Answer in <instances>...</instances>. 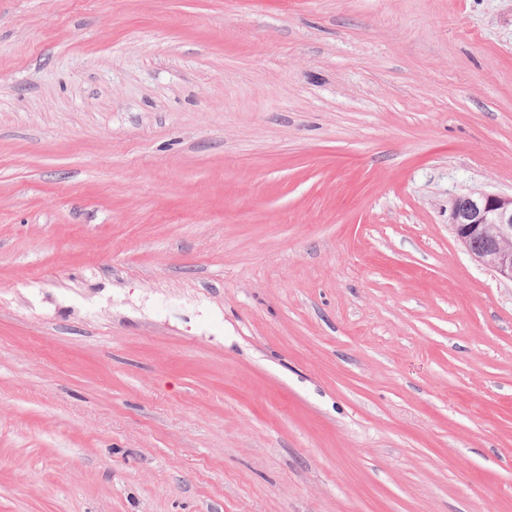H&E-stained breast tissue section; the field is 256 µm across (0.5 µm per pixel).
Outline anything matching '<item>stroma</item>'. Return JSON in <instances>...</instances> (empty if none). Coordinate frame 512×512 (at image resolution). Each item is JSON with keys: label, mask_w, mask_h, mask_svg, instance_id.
<instances>
[{"label": "stroma", "mask_w": 512, "mask_h": 512, "mask_svg": "<svg viewBox=\"0 0 512 512\" xmlns=\"http://www.w3.org/2000/svg\"><path fill=\"white\" fill-rule=\"evenodd\" d=\"M512 0H0V512H512ZM450 224L475 260L512 282V194L479 191L455 196Z\"/></svg>", "instance_id": "1"}]
</instances>
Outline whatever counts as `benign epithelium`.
I'll return each mask as SVG.
<instances>
[{"mask_svg": "<svg viewBox=\"0 0 512 512\" xmlns=\"http://www.w3.org/2000/svg\"><path fill=\"white\" fill-rule=\"evenodd\" d=\"M450 224L475 260L512 282V194L458 195L451 201Z\"/></svg>", "mask_w": 512, "mask_h": 512, "instance_id": "benign-epithelium-1", "label": "benign epithelium"}]
</instances>
